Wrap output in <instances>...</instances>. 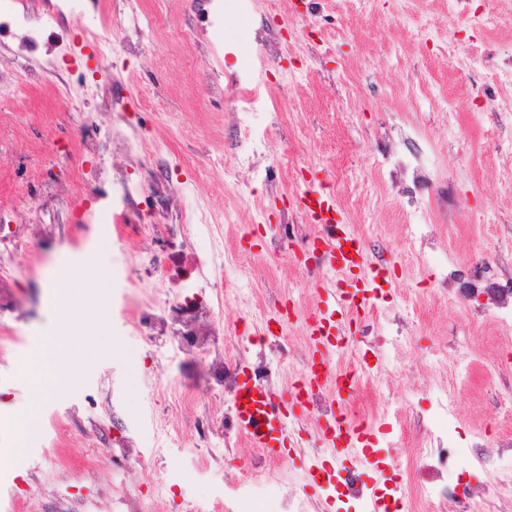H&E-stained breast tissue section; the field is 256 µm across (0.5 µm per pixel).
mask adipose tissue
I'll list each match as a JSON object with an SVG mask.
<instances>
[{
    "label": "adipose tissue",
    "instance_id": "obj_1",
    "mask_svg": "<svg viewBox=\"0 0 512 512\" xmlns=\"http://www.w3.org/2000/svg\"><path fill=\"white\" fill-rule=\"evenodd\" d=\"M63 345L71 347L74 355L67 366L61 367L52 362L51 356ZM109 348L106 328H99L76 342L67 328L56 324L45 335L36 338L23 369L36 391L48 393L54 390L58 374L65 372L70 378H77L78 369L83 363L101 356Z\"/></svg>",
    "mask_w": 512,
    "mask_h": 512
}]
</instances>
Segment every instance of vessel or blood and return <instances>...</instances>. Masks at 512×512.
Masks as SVG:
<instances>
[{"label":"vessel or blood","instance_id":"obj_1","mask_svg":"<svg viewBox=\"0 0 512 512\" xmlns=\"http://www.w3.org/2000/svg\"><path fill=\"white\" fill-rule=\"evenodd\" d=\"M294 202L305 221L317 227L307 244L317 249L320 261L307 267L306 285L325 293L327 308L309 314L306 326L319 368L302 371L298 382L278 395L261 384L256 371L242 369L235 373L231 392L237 433L270 460L281 458L285 439L300 421L296 410L303 407L305 395L317 388L340 387L343 372L335 365L337 342L347 328L366 322L394 273L391 261L371 258L361 238L336 223L334 196L308 184L295 194ZM318 433L332 452L356 458L365 455L374 436L370 426L338 412Z\"/></svg>","mask_w":512,"mask_h":512}]
</instances>
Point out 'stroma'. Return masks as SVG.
Masks as SVG:
<instances>
[{"instance_id": "35a3bbf8", "label": "stroma", "mask_w": 512, "mask_h": 512, "mask_svg": "<svg viewBox=\"0 0 512 512\" xmlns=\"http://www.w3.org/2000/svg\"><path fill=\"white\" fill-rule=\"evenodd\" d=\"M56 0H0L66 42L67 56L21 55L0 38V284L15 311L0 316V512H204L224 509L228 481L261 499L229 512H282L277 487L309 512H368L371 495L408 486L424 450L421 418L440 389L455 402L448 445L467 457L512 433V330L480 320L459 283L441 292L449 258L512 270V0H224L223 18L183 28L211 0H84L79 26ZM496 31L478 22L486 11ZM156 23L135 54L132 17ZM221 56L205 66L211 48ZM253 89L251 103L237 93ZM108 100L112 121L84 111ZM172 183L167 223L117 238L113 216L137 219L159 182ZM329 186L335 218L369 255L391 258L394 281L358 330L356 360L376 371L350 404L377 441L357 470L367 497L348 495L349 469L313 480L307 457L329 459L315 434L262 459L223 426L224 391L212 353H186L171 336H140L142 314L173 304L222 319L228 361L266 363L288 389L308 351L303 311L321 307L297 256L313 225L292 197L304 181ZM165 266L154 280L149 259ZM100 264L104 283L72 288L65 269ZM208 287H198V280ZM65 300L49 307L52 293ZM298 308L275 333L295 355L259 344L256 326L278 302ZM407 339L388 348L397 318ZM73 337L107 324L111 355L75 383L35 391L21 363L52 323ZM38 431L16 450L12 415ZM101 452L94 473L74 458ZM493 463L453 466L448 484L472 492V512H512ZM496 498H476L481 487Z\"/></svg>"}]
</instances>
